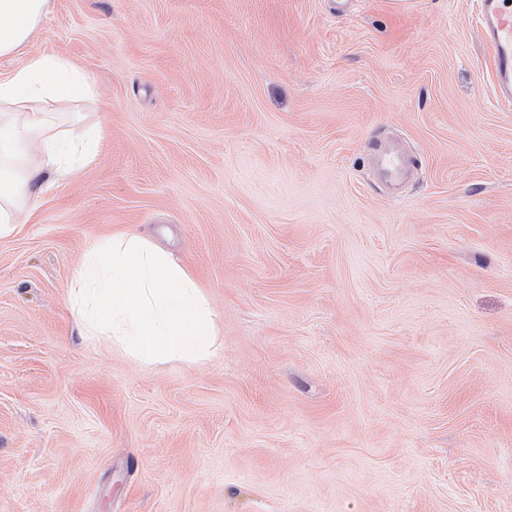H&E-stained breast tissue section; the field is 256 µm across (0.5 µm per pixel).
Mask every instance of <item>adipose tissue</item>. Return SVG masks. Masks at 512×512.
<instances>
[{
  "instance_id": "1",
  "label": "adipose tissue",
  "mask_w": 512,
  "mask_h": 512,
  "mask_svg": "<svg viewBox=\"0 0 512 512\" xmlns=\"http://www.w3.org/2000/svg\"><path fill=\"white\" fill-rule=\"evenodd\" d=\"M51 0H0V56L25 63L0 76V238L19 233L41 206L47 179L75 177L104 132L56 129L48 105L95 95L86 72L53 55L26 57ZM69 301L83 335L111 334L146 363H200L215 351L218 318L187 267L135 229L93 243L81 256Z\"/></svg>"
}]
</instances>
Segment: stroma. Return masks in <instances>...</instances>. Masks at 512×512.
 <instances>
[{"label":"stroma","instance_id":"stroma-1","mask_svg":"<svg viewBox=\"0 0 512 512\" xmlns=\"http://www.w3.org/2000/svg\"><path fill=\"white\" fill-rule=\"evenodd\" d=\"M477 0H52L27 54L96 159L0 238V512H512V104ZM413 167L399 193L374 142ZM136 227L218 316L197 364L80 335Z\"/></svg>","mask_w":512,"mask_h":512}]
</instances>
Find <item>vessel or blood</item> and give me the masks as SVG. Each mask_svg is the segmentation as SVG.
I'll return each instance as SVG.
<instances>
[{
	"label": "vessel or blood",
	"mask_w": 512,
	"mask_h": 512,
	"mask_svg": "<svg viewBox=\"0 0 512 512\" xmlns=\"http://www.w3.org/2000/svg\"><path fill=\"white\" fill-rule=\"evenodd\" d=\"M478 23L492 58L498 100L512 102V0H478Z\"/></svg>",
	"instance_id": "vessel-or-blood-1"
}]
</instances>
